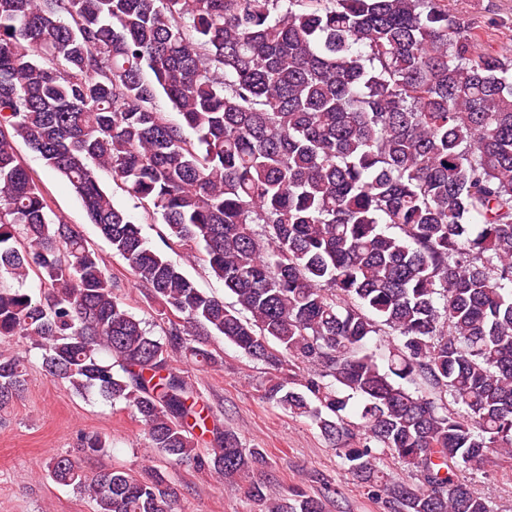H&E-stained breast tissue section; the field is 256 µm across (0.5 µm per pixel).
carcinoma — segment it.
<instances>
[{
    "label": "carcinoma",
    "mask_w": 512,
    "mask_h": 512,
    "mask_svg": "<svg viewBox=\"0 0 512 512\" xmlns=\"http://www.w3.org/2000/svg\"><path fill=\"white\" fill-rule=\"evenodd\" d=\"M20 141L149 290L163 337L52 212ZM101 170L167 247L203 249L233 305L147 245ZM32 274L36 294L7 284ZM16 336L74 393L131 408L147 447L235 479L265 451L174 361L224 366L206 344L221 336L388 512H493L459 473L512 448V56L478 53L445 0H0V340ZM26 362L0 354V410ZM106 447L78 437L85 457ZM386 453L419 484L390 480ZM45 469L94 512L188 509L159 468ZM266 490L248 487L254 512H326ZM99 180L103 186H105L111 193L113 203L119 209L130 212L138 218H141L144 214V210L140 207L139 202L130 197L126 192L119 188L113 181L112 177L104 172L98 173Z\"/></svg>",
    "instance_id": "carcinoma-1"
}]
</instances>
